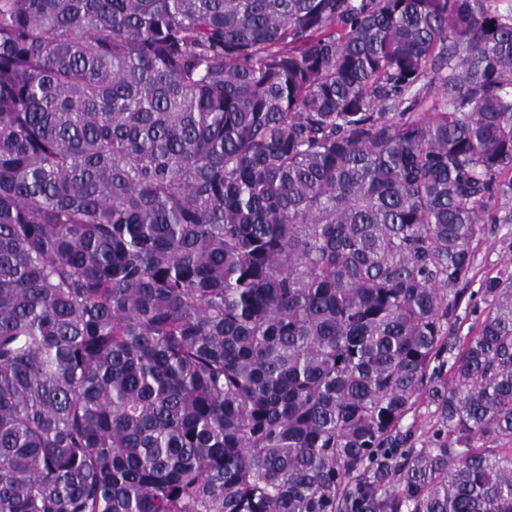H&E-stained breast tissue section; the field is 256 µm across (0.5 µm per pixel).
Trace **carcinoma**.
<instances>
[{"label":"carcinoma","instance_id":"cac0c4a2","mask_svg":"<svg viewBox=\"0 0 512 512\" xmlns=\"http://www.w3.org/2000/svg\"><path fill=\"white\" fill-rule=\"evenodd\" d=\"M503 198L512 0H0V512H512ZM471 248L475 258L473 278L450 330L453 338L461 340L475 333L473 327L479 311L486 307L478 293L482 281L490 276L512 275V223L484 224L482 234L473 241ZM469 298L472 300L468 304ZM435 406L423 398L415 411L410 412L402 422V431L411 434L413 448H423L433 431L439 425Z\"/></svg>","mask_w":512,"mask_h":512}]
</instances>
